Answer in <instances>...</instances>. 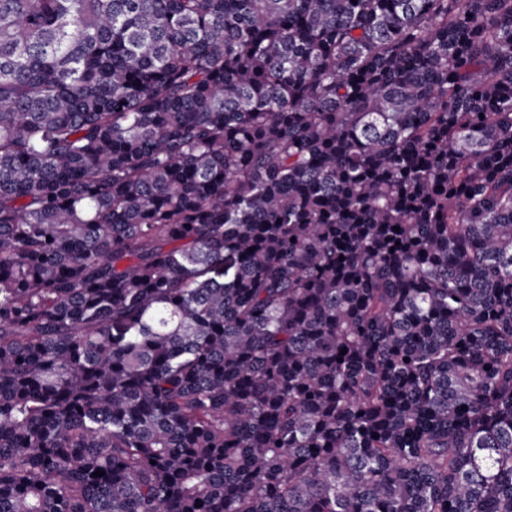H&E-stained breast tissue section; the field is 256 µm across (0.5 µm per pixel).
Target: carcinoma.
Segmentation results:
<instances>
[{"instance_id": "obj_1", "label": "carcinoma", "mask_w": 512, "mask_h": 512, "mask_svg": "<svg viewBox=\"0 0 512 512\" xmlns=\"http://www.w3.org/2000/svg\"><path fill=\"white\" fill-rule=\"evenodd\" d=\"M0 512H512V0H0Z\"/></svg>"}]
</instances>
